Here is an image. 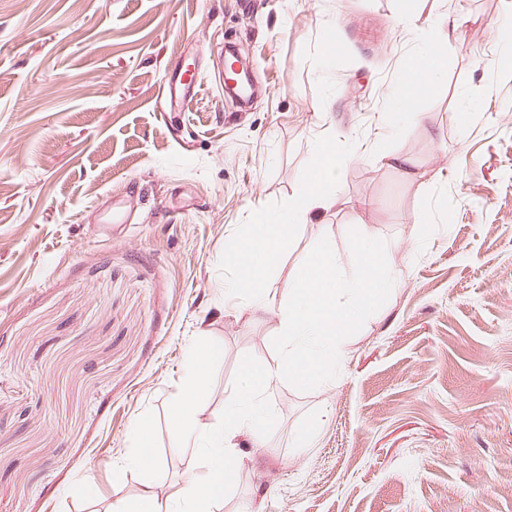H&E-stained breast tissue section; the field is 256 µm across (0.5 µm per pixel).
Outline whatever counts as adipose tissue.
<instances>
[{"mask_svg": "<svg viewBox=\"0 0 512 512\" xmlns=\"http://www.w3.org/2000/svg\"><path fill=\"white\" fill-rule=\"evenodd\" d=\"M443 45V40L434 41L405 72L384 115L386 125H397L414 115L418 95L438 68ZM345 159V154L332 146L319 145L315 178L289 204L288 220L259 225L254 235L229 243L225 259L235 268L236 287L249 296L253 318H262L268 312L272 273L281 263L282 244L293 234L295 222L303 220L334 191ZM309 231L308 257L297 277L289 279V301L280 311L282 355L278 365L246 368L233 396L224 404L223 422L205 425L200 423L199 413L207 398L206 376L222 353L212 345L191 346L186 380L171 403L169 422L180 443L197 448L206 464L190 471L173 490L144 486L137 496L115 501L112 512H214L236 481L241 463L240 438H247L255 449L268 445L272 415L266 395L271 385L285 376L304 385L322 386L331 380L336 356L344 350L342 337L349 326L365 316L367 297L393 288L396 279L366 227H359L354 237L366 262L365 275L352 283L339 279L330 263L333 244L325 225H310Z\"/></svg>", "mask_w": 512, "mask_h": 512, "instance_id": "ef3b65f1", "label": "adipose tissue"}]
</instances>
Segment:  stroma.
I'll return each mask as SVG.
<instances>
[{"label":"stroma","instance_id":"obj_1","mask_svg":"<svg viewBox=\"0 0 512 512\" xmlns=\"http://www.w3.org/2000/svg\"><path fill=\"white\" fill-rule=\"evenodd\" d=\"M441 31L416 119L389 131L391 93ZM511 38L512 0H0V512H110L198 463L164 420L187 350L223 351L201 414L222 422L243 367L279 361L309 233L260 320L224 292L225 246L286 213L321 142L348 156L309 218L337 276L362 274V224L396 285L331 386L269 389L272 447L244 451L218 512H512ZM228 45L246 105L224 94ZM179 60L196 108L159 111ZM107 200L128 223L103 229ZM146 414L157 465L124 468Z\"/></svg>","mask_w":512,"mask_h":512}]
</instances>
